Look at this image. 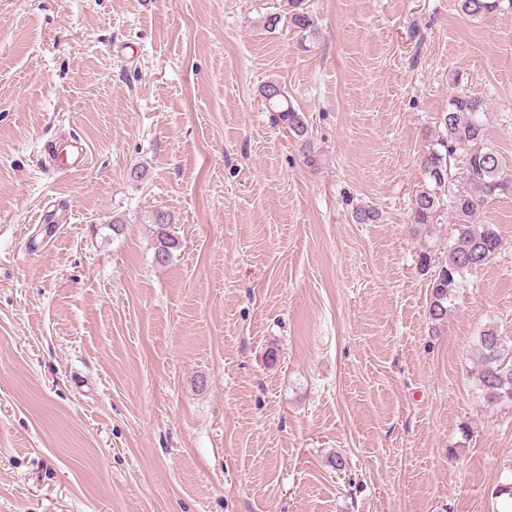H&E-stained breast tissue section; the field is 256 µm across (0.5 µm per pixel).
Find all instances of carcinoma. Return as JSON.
Here are the masks:
<instances>
[{"instance_id":"carcinoma-1","label":"carcinoma","mask_w":512,"mask_h":512,"mask_svg":"<svg viewBox=\"0 0 512 512\" xmlns=\"http://www.w3.org/2000/svg\"><path fill=\"white\" fill-rule=\"evenodd\" d=\"M501 2L457 0V5L466 17L485 21L501 10ZM289 3L293 25L306 36L313 34L316 25L303 8V0H289ZM261 97L267 111L277 113L278 120L296 135H305L306 124L279 83H266ZM484 112V100L478 96L462 92L450 98L448 111L440 116L444 129L440 148L432 149L423 161L427 184L412 200L414 224L438 223L446 206L456 218L448 257L438 267L431 286L428 315L436 325L448 319L450 303L466 276L483 269L501 245L497 225L477 222V214L488 200L512 188V174L502 168L497 152L487 146ZM459 152L466 157L465 186L454 190L450 186L448 164ZM152 223L156 226L154 257L158 263L165 264L179 249L180 241L169 231L170 217L166 212H155ZM478 353L474 375L482 399L489 406L512 402V344L495 328L488 327L478 336Z\"/></svg>"}]
</instances>
